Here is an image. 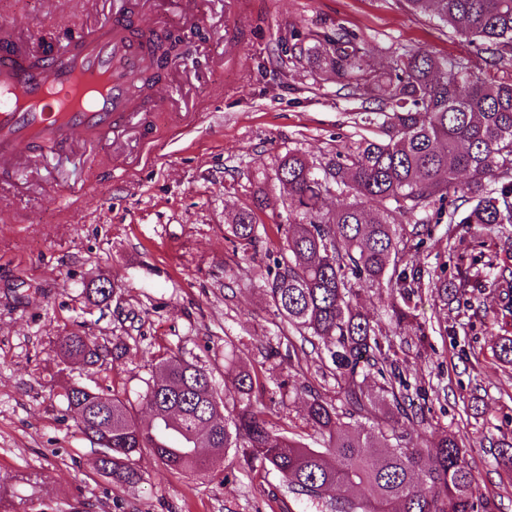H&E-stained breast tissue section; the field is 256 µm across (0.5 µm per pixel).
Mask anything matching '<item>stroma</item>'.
<instances>
[{
  "label": "stroma",
  "instance_id": "35a3bbf8",
  "mask_svg": "<svg viewBox=\"0 0 512 512\" xmlns=\"http://www.w3.org/2000/svg\"><path fill=\"white\" fill-rule=\"evenodd\" d=\"M112 2L7 0L0 35L78 37L111 17ZM210 13L211 30L187 43L177 66L182 84L154 85V109L140 127L92 159L80 145L46 155L28 179L0 188V479L35 476L15 484V512H310L246 448L226 451L206 475L176 474L146 457L139 481L113 485L67 413L63 387L110 386L133 400L156 360L176 353L212 371L220 389L229 342L236 368L260 372L274 394L271 418L305 430L303 385L332 400L336 384L323 379L316 354L292 363L262 357L282 334L262 281L280 242L278 191L257 213L263 231L253 246L233 247L224 226L286 151L318 164L346 151L359 103L307 53L282 51L280 42L292 30L344 27L362 37L378 71L409 49L455 59L469 48L405 0H211ZM222 29L233 52L224 50ZM402 236L414 264L445 268L452 287L493 255L512 253V226L497 234L442 219ZM97 277L116 285L104 306L84 292ZM466 297L470 310L450 323L422 288L414 325L403 331L389 319L388 288L363 293L359 305L426 398L427 423L410 433H458L480 494L512 512V476L494 456L512 443V367L492 353L505 296ZM79 327L99 342L126 344V353L101 370L63 364L55 341Z\"/></svg>",
  "mask_w": 512,
  "mask_h": 512
}]
</instances>
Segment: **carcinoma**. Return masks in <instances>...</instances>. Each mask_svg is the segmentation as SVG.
Masks as SVG:
<instances>
[{
  "label": "carcinoma",
  "mask_w": 512,
  "mask_h": 512,
  "mask_svg": "<svg viewBox=\"0 0 512 512\" xmlns=\"http://www.w3.org/2000/svg\"><path fill=\"white\" fill-rule=\"evenodd\" d=\"M429 13L486 54L487 66L512 64V0H406ZM308 53L336 76L348 96L364 104L360 136L348 151L325 164L288 151L271 181L279 186L286 222L278 224L281 243L264 288L279 324L315 347L322 377L336 382L332 402L310 386L303 419L324 447L269 419L266 386L259 373L236 371L225 392L212 373L178 355L155 364L157 377L139 395L150 420L143 421L113 389L78 383L65 387L66 412L94 446L99 470L117 484L140 479L135 458L150 455L169 471L207 472L214 465L198 449L223 457L230 448L276 471L288 493L317 512H495L496 504L477 496L468 449L447 432L437 443L413 437L406 424H424L423 394L403 377L392 346L379 337L356 304L360 291L386 283L400 298L393 304L397 325L415 319L411 303L422 287L421 273L407 278L400 248L401 225L425 223L440 214L450 193L459 204L448 211L450 224H512V83L483 77L469 57L452 61L425 49L408 51L387 71L368 68L356 35L343 28L318 36ZM337 192L353 201L323 211L322 198ZM267 186L253 204L240 208L225 227V238L251 245L259 237L255 210L266 206ZM511 257L491 285L512 289ZM428 287L448 313L468 288L486 284L464 277L448 294V279L428 278ZM115 285L89 281L88 298L103 303ZM502 334L493 350L512 366V303L501 309ZM60 358L103 367L125 350L109 347L85 332L55 342ZM376 374L377 390L365 388ZM338 484L359 488L358 499H329Z\"/></svg>",
  "instance_id": "1"
}]
</instances>
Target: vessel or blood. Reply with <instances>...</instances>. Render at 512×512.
Segmentation results:
<instances>
[{"instance_id": "b4317fda", "label": "vessel or blood", "mask_w": 512, "mask_h": 512, "mask_svg": "<svg viewBox=\"0 0 512 512\" xmlns=\"http://www.w3.org/2000/svg\"><path fill=\"white\" fill-rule=\"evenodd\" d=\"M173 4L183 24H206L208 0ZM150 65L118 17L43 54L16 37L1 45L0 181L23 180L40 155L67 151L76 137L98 143L125 127Z\"/></svg>"}]
</instances>
